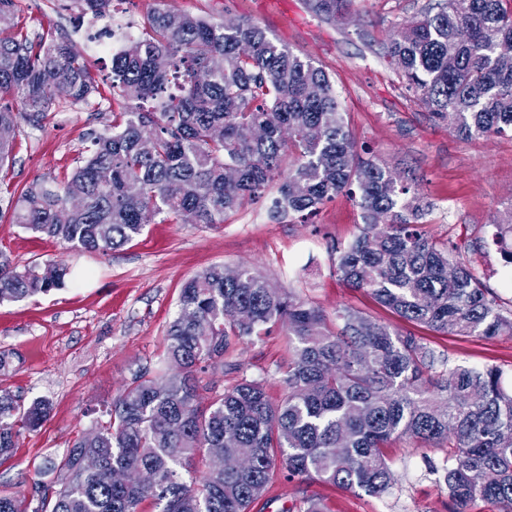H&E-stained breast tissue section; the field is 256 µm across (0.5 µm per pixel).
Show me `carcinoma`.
Segmentation results:
<instances>
[{
	"instance_id": "obj_1",
	"label": "carcinoma",
	"mask_w": 512,
	"mask_h": 512,
	"mask_svg": "<svg viewBox=\"0 0 512 512\" xmlns=\"http://www.w3.org/2000/svg\"><path fill=\"white\" fill-rule=\"evenodd\" d=\"M350 2L307 6L331 19ZM507 2L442 0L383 46L418 105L464 138L512 133V55L497 52L512 43ZM13 6L0 0V99L19 97L37 123L56 93L83 102L94 79L65 33L30 36L15 23ZM112 90L124 101L112 129L90 133L84 164L63 185L22 189L14 223L69 248L107 253L159 214L222 224L272 183L274 218H307L346 193L363 224L331 254L349 288L435 332L512 335V310L499 308L458 247L420 230L430 206L414 179L395 178L359 155L330 74L258 25L153 9L142 35L112 57ZM19 116L0 106V168L10 161ZM496 241L512 263V213ZM68 274L57 261L42 272L19 271L0 252V303L58 290ZM240 311L250 320L239 321ZM274 326L282 327L289 355L282 399L271 402L261 383L244 379L201 407L200 375L224 367L237 344ZM164 356L178 372L135 374L106 419L63 457L47 460L44 472L56 480L41 486L37 506L0 495V512H144L147 502L160 512H248L283 471L301 483L383 496L395 483L386 448L402 438L448 444L446 465L433 471H441L450 512H465L476 499L512 512V388L499 368L448 366L423 337L353 306L337 311L331 328L318 306L247 265L233 277L211 266L182 284ZM50 411L45 397L26 404L0 390V456ZM212 448L226 457L249 453L254 464L216 472ZM88 454L99 466L84 472ZM200 467L195 487L184 474ZM114 470L132 479L115 485Z\"/></svg>"
}]
</instances>
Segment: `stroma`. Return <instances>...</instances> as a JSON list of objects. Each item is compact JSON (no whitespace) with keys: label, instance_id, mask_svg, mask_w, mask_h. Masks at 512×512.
Returning a JSON list of instances; mask_svg holds the SVG:
<instances>
[{"label":"stroma","instance_id":"stroma-1","mask_svg":"<svg viewBox=\"0 0 512 512\" xmlns=\"http://www.w3.org/2000/svg\"><path fill=\"white\" fill-rule=\"evenodd\" d=\"M432 0H353L347 12L324 19L304 0H112L134 31L154 8L201 15L215 21L248 18L274 42L334 79L344 120L357 145L392 173L413 178L433 208L422 226L452 240L481 275L503 310L512 309L508 265L495 242L496 226L512 210V137L465 139L434 121L405 89L396 66L381 55L394 30L418 16ZM15 20L30 34L64 30L79 52L89 42L87 16L78 0H16ZM97 89L86 101L58 97L41 125L20 121L15 149L0 168V250L18 269L67 264L65 287L46 295L0 304V390L24 401L48 397L53 406L36 431L19 435L10 455L0 457V494L34 496L50 483L45 458L62 456L94 424L142 368H161L163 336L177 311L183 282L214 265H249L277 287L294 289L327 317L353 306L392 328L424 337L448 358L476 368L497 367L512 387V336L492 339L441 335L403 321L364 291L337 276L330 246L352 240L361 214L344 195L321 206L308 223L272 219L268 198L247 205L223 224H183L157 216L143 233L103 254L63 248L26 232L12 220L10 204L23 188L45 180L64 182L85 159L88 133L112 123L122 103L108 75L112 59L90 58ZM227 368L203 375L204 398L242 379L261 382L269 399L285 393L288 353L281 330L237 345ZM387 455L395 484L384 497L348 492L279 475L251 512H302L306 497L325 512H448V493L431 466L443 465L447 448H421L409 439L392 443Z\"/></svg>","mask_w":512,"mask_h":512}]
</instances>
